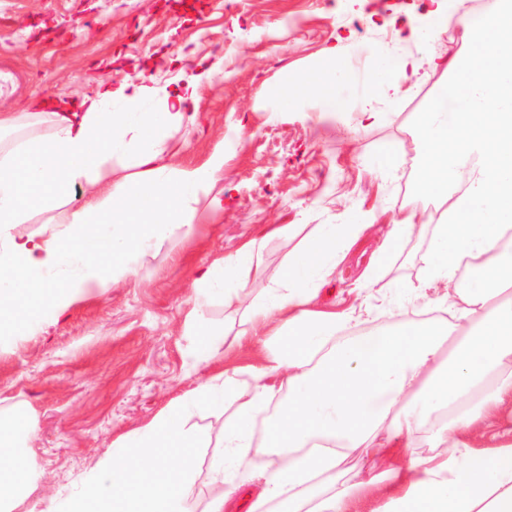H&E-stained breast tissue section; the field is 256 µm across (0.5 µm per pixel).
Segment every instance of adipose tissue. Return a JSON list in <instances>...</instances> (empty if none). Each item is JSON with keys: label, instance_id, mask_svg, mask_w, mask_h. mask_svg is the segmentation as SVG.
<instances>
[{"label": "adipose tissue", "instance_id": "ef3b65f1", "mask_svg": "<svg viewBox=\"0 0 512 512\" xmlns=\"http://www.w3.org/2000/svg\"><path fill=\"white\" fill-rule=\"evenodd\" d=\"M466 0H430L420 19L387 18L400 44L432 48V70L452 73L415 116L422 146L417 194L438 200L437 219L393 221L383 250L363 275L369 289L388 259L421 232L429 243L418 283L385 289L396 309L437 291L436 301L467 323L395 324L353 343H336L354 309L318 304L324 286L366 235L361 224H274L225 255L192 283L185 336L207 379L113 441L73 492H56L44 512H195L193 480L202 437L195 417L224 416L222 450L209 462L204 512H512V442L477 446L484 424L512 425V0H490L481 22L464 25L466 58L434 51L449 11ZM337 27L306 83L283 82L270 111H335L374 123L398 77L419 63L398 58L382 75L344 63L358 45ZM202 69L164 92L152 78L104 80L79 104L54 105L49 138H25L0 153V342L62 316L89 294L105 295L169 254L202 223L198 204L222 179L223 154L196 167L170 163L176 135L194 120ZM86 185L88 200L69 196ZM34 211L52 212L49 234H14ZM299 238L273 271L267 243ZM263 286L256 296L246 288ZM240 314L242 327L213 320ZM254 346L261 366L232 364ZM223 371L210 374L215 363ZM422 433L430 455L415 459L403 439ZM26 408L0 412V512H32L41 478Z\"/></svg>", "mask_w": 512, "mask_h": 512}]
</instances>
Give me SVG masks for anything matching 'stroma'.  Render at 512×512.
<instances>
[{
  "instance_id": "35a3bbf8",
  "label": "stroma",
  "mask_w": 512,
  "mask_h": 512,
  "mask_svg": "<svg viewBox=\"0 0 512 512\" xmlns=\"http://www.w3.org/2000/svg\"><path fill=\"white\" fill-rule=\"evenodd\" d=\"M405 3L417 7L421 0H189L185 7L179 0H0V113L26 112L40 97L80 101L105 77L117 85L143 72L171 89L199 68L221 66L199 89L175 161L196 166L223 152L222 209L201 200L205 223L168 258L0 347V408L21 401L32 408L42 495L73 489L112 441L196 385L183 335L191 283L266 225L353 224L361 214L375 215L341 275L321 292L322 305L343 310L359 301L365 308L337 342L395 320L438 316L430 307L393 318L378 293L353 288L392 220L428 205L413 190V119L443 73L420 69L394 103L380 104L382 121L366 129L354 112H271L262 96L283 79L306 78L340 22L355 23L363 42L349 58L376 70L392 33L369 16ZM178 52L185 56L179 65L171 61ZM385 145L394 151L393 168L387 179L371 178L365 166ZM425 249V241H411L390 260L381 287L417 282Z\"/></svg>"
}]
</instances>
